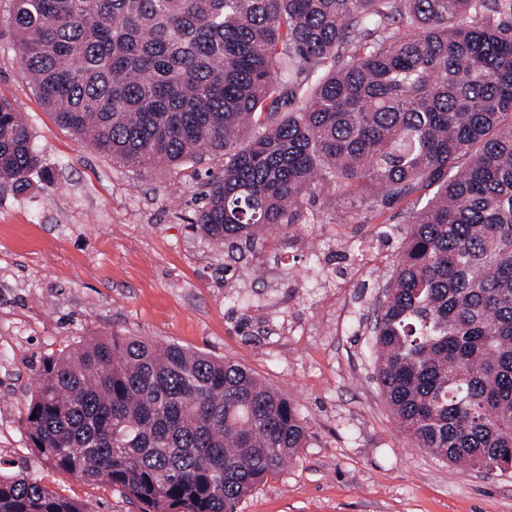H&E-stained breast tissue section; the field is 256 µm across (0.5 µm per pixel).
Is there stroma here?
Instances as JSON below:
<instances>
[{
	"label": "stroma",
	"instance_id": "stroma-1",
	"mask_svg": "<svg viewBox=\"0 0 512 512\" xmlns=\"http://www.w3.org/2000/svg\"><path fill=\"white\" fill-rule=\"evenodd\" d=\"M0 0V98L22 113L52 184L0 187V469L95 512L125 494L58 472L26 444L39 366L98 336H146L242 364L306 420V448L238 512H512V471L461 472L416 448L373 378L377 298L406 237L408 198L380 209L306 201L225 270L193 227L208 157L170 169L112 163L60 126L19 71Z\"/></svg>",
	"mask_w": 512,
	"mask_h": 512
}]
</instances>
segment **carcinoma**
Listing matches in <instances>:
<instances>
[{"label": "carcinoma", "instance_id": "obj_1", "mask_svg": "<svg viewBox=\"0 0 512 512\" xmlns=\"http://www.w3.org/2000/svg\"><path fill=\"white\" fill-rule=\"evenodd\" d=\"M8 22L22 75L113 163L223 158L196 227L232 259L319 188L431 194L378 303L375 379L417 447L512 462V0H11ZM35 172L0 99V182ZM22 427L141 512H237L310 438L245 366L140 336L44 358ZM0 512L92 510L0 471Z\"/></svg>", "mask_w": 512, "mask_h": 512}]
</instances>
